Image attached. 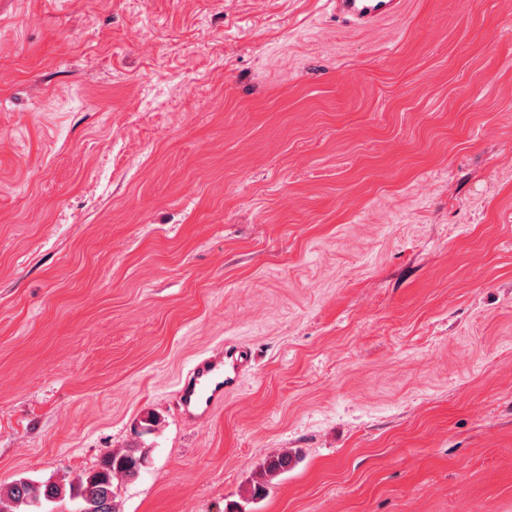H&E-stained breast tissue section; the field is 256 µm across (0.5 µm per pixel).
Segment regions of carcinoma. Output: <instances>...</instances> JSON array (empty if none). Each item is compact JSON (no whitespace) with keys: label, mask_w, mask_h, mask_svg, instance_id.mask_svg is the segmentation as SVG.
Segmentation results:
<instances>
[{"label":"carcinoma","mask_w":512,"mask_h":512,"mask_svg":"<svg viewBox=\"0 0 512 512\" xmlns=\"http://www.w3.org/2000/svg\"><path fill=\"white\" fill-rule=\"evenodd\" d=\"M149 449L138 445L106 455L98 469L72 480L35 481L21 478L7 488H0V512H52L65 499L78 505L76 512H120L114 481L137 479L148 459ZM299 456L288 451L265 460L251 487V496L261 497L282 474L288 472Z\"/></svg>","instance_id":"carcinoma-1"}]
</instances>
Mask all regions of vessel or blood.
I'll use <instances>...</instances> for the list:
<instances>
[{"label":"vessel or blood","instance_id":"obj_1","mask_svg":"<svg viewBox=\"0 0 512 512\" xmlns=\"http://www.w3.org/2000/svg\"><path fill=\"white\" fill-rule=\"evenodd\" d=\"M337 18L367 25L400 14L403 0H329ZM238 361H225L217 354L197 360L177 391L180 412L194 420L210 413L224 398V390L233 383L227 368H238Z\"/></svg>","mask_w":512,"mask_h":512}]
</instances>
